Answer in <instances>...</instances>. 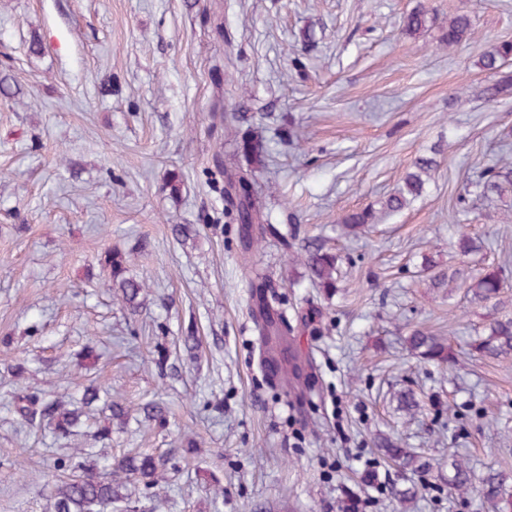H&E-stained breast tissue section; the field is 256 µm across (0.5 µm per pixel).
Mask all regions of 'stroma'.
Returning <instances> with one entry per match:
<instances>
[{
  "label": "stroma",
  "instance_id": "obj_1",
  "mask_svg": "<svg viewBox=\"0 0 512 512\" xmlns=\"http://www.w3.org/2000/svg\"><path fill=\"white\" fill-rule=\"evenodd\" d=\"M419 9L426 28L406 32ZM459 13L475 36L450 51ZM504 40L512 0H0V512H51L77 446L162 462L113 512H345L354 495L366 512H491L449 488L456 458L506 473L512 501V356L469 348L512 318V197L481 189L512 156V88L486 99L479 65ZM421 157L437 161L421 195L385 212ZM228 170L270 220L248 254ZM363 210L369 230L349 233ZM463 234L483 249L460 256ZM311 241L341 255L337 289L311 281ZM108 248L149 285L137 311L104 282ZM492 268L502 288L474 298ZM260 291L311 362V404L265 367ZM417 328L452 362H419ZM80 369L126 425L102 407L78 440L19 427L14 390L55 398ZM148 402L165 426L143 422ZM382 437L427 471L388 463Z\"/></svg>",
  "mask_w": 512,
  "mask_h": 512
}]
</instances>
